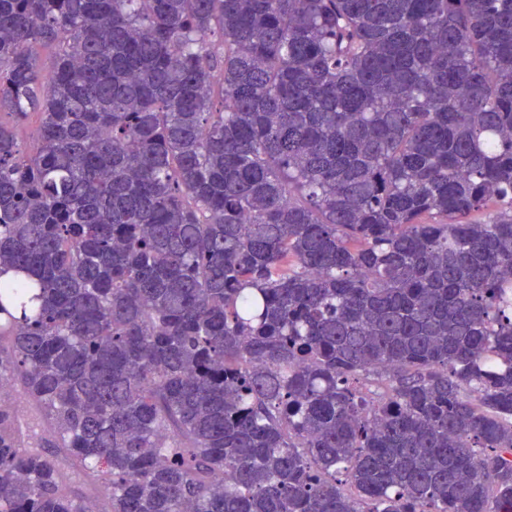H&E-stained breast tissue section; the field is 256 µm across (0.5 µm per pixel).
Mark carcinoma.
Wrapping results in <instances>:
<instances>
[{
    "instance_id": "1",
    "label": "carcinoma",
    "mask_w": 512,
    "mask_h": 512,
    "mask_svg": "<svg viewBox=\"0 0 512 512\" xmlns=\"http://www.w3.org/2000/svg\"><path fill=\"white\" fill-rule=\"evenodd\" d=\"M3 109L0 512H512V0H0Z\"/></svg>"
}]
</instances>
